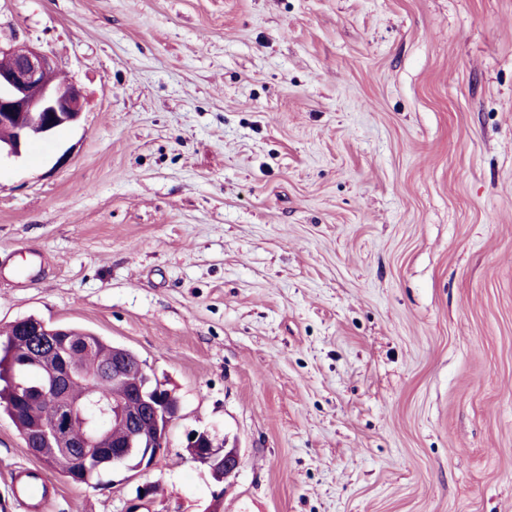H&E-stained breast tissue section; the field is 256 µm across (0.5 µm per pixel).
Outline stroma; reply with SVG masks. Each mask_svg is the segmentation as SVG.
Wrapping results in <instances>:
<instances>
[{
    "label": "stroma",
    "instance_id": "35a3bbf8",
    "mask_svg": "<svg viewBox=\"0 0 512 512\" xmlns=\"http://www.w3.org/2000/svg\"><path fill=\"white\" fill-rule=\"evenodd\" d=\"M20 44L83 116L0 158V329L83 326L181 405L44 512H512V0H0ZM19 467L0 413V502ZM194 435V439H191ZM214 438V443L211 442ZM211 442V445L209 443ZM217 444L219 446H217ZM211 446V447H210ZM186 448H195L196 460L207 464L215 481L224 483L236 476L240 467V456L237 448H227L215 435L208 431H195L187 435Z\"/></svg>",
    "mask_w": 512,
    "mask_h": 512
}]
</instances>
